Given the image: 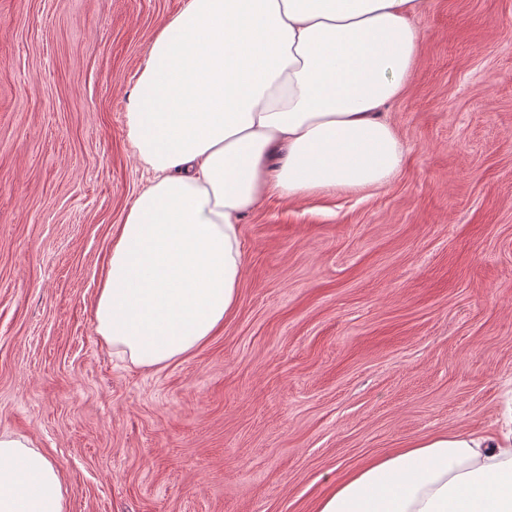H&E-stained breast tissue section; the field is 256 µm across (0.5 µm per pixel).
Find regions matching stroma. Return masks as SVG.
<instances>
[{"label": "stroma", "mask_w": 512, "mask_h": 512, "mask_svg": "<svg viewBox=\"0 0 512 512\" xmlns=\"http://www.w3.org/2000/svg\"><path fill=\"white\" fill-rule=\"evenodd\" d=\"M185 0H0V433L56 463L68 512H315L332 481L512 390V0H428L406 158L383 187L241 222L232 315L160 367L95 299L150 179L126 112Z\"/></svg>", "instance_id": "obj_1"}]
</instances>
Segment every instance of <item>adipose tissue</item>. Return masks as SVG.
<instances>
[{
  "label": "adipose tissue",
  "mask_w": 512,
  "mask_h": 512,
  "mask_svg": "<svg viewBox=\"0 0 512 512\" xmlns=\"http://www.w3.org/2000/svg\"><path fill=\"white\" fill-rule=\"evenodd\" d=\"M426 0H186L152 41L128 136L153 178L120 224L96 331L133 364L190 352L232 314L241 221L267 196L385 185L404 146ZM0 512H66L60 471L0 434ZM316 512H512V434L417 439L337 481Z\"/></svg>",
  "instance_id": "adipose-tissue-1"
}]
</instances>
